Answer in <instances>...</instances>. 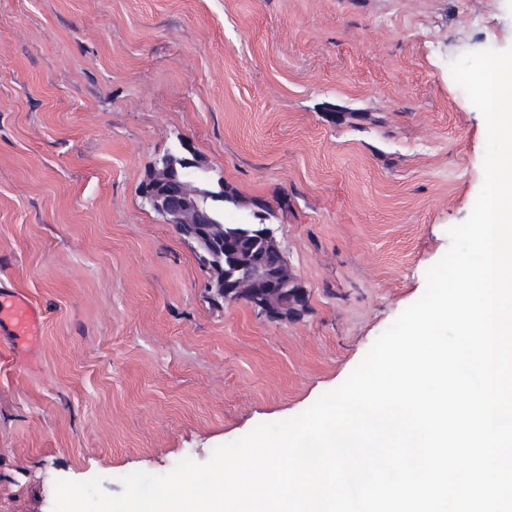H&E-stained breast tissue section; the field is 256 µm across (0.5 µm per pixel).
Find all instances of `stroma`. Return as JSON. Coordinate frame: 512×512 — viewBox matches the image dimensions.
I'll list each match as a JSON object with an SVG mask.
<instances>
[{"mask_svg": "<svg viewBox=\"0 0 512 512\" xmlns=\"http://www.w3.org/2000/svg\"><path fill=\"white\" fill-rule=\"evenodd\" d=\"M0 0V288L44 312L0 340V512L59 479L165 474L338 387L426 286L484 179L450 62L512 46V0ZM190 148L263 215L308 294L214 303L143 200Z\"/></svg>", "mask_w": 512, "mask_h": 512, "instance_id": "obj_1", "label": "stroma"}]
</instances>
